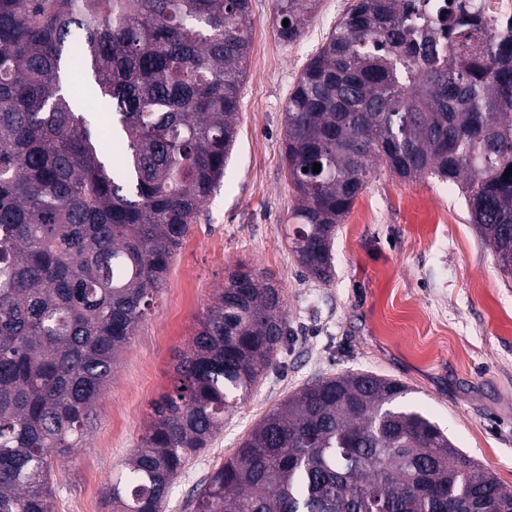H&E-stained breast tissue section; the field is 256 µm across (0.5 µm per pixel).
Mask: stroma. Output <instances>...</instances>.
I'll use <instances>...</instances> for the list:
<instances>
[{
	"instance_id": "35a3bbf8",
	"label": "stroma",
	"mask_w": 512,
	"mask_h": 512,
	"mask_svg": "<svg viewBox=\"0 0 512 512\" xmlns=\"http://www.w3.org/2000/svg\"><path fill=\"white\" fill-rule=\"evenodd\" d=\"M350 4L317 0L288 43L277 35L275 0H250V53L224 176L119 354L84 447L59 461L55 512H112L108 484L151 424L152 401L172 390L176 354L241 262L282 288L290 335L275 366L174 479L165 512H195L198 489L269 410L315 378L353 371L407 385L406 403L512 491V282L457 187L377 168L337 226L329 283L304 276L289 246L286 103Z\"/></svg>"
}]
</instances>
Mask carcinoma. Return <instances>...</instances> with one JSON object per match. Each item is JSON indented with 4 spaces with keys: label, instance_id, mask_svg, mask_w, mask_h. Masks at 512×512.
I'll return each mask as SVG.
<instances>
[{
    "label": "carcinoma",
    "instance_id": "1",
    "mask_svg": "<svg viewBox=\"0 0 512 512\" xmlns=\"http://www.w3.org/2000/svg\"><path fill=\"white\" fill-rule=\"evenodd\" d=\"M315 2L276 0L282 41ZM473 2L354 0L304 68L284 160L309 277L332 279L337 224L379 162L456 185L512 279V18ZM248 16L249 0H0V512H54L55 464L82 447L223 178ZM287 335L282 289L238 265L108 485L112 512H164ZM407 393L361 372L305 384L208 477L196 512H512Z\"/></svg>",
    "mask_w": 512,
    "mask_h": 512
}]
</instances>
